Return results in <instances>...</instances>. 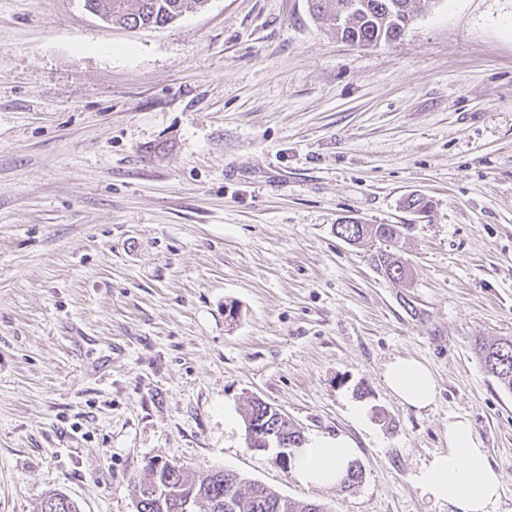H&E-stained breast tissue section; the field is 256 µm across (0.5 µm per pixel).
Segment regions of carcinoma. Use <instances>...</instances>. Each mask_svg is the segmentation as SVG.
Returning a JSON list of instances; mask_svg holds the SVG:
<instances>
[{
  "label": "carcinoma",
  "mask_w": 512,
  "mask_h": 512,
  "mask_svg": "<svg viewBox=\"0 0 512 512\" xmlns=\"http://www.w3.org/2000/svg\"><path fill=\"white\" fill-rule=\"evenodd\" d=\"M344 0H310V11L332 28L341 39L359 46L390 42L400 38L414 15L428 10L435 0H350L352 9L341 15L337 6ZM86 6L106 23L120 28L158 27L174 22L184 12L202 8L207 0H85ZM406 224H338L336 235L372 248L371 262L385 278L394 282L409 280L410 269L400 255V242ZM475 350L485 370L500 387L512 392V337L493 342L478 341ZM266 428L270 447H280L279 436L287 447L304 442L300 430L277 415L270 404L253 399L244 416L245 427L253 423ZM139 512H184L189 494L199 497L206 512H327L316 502L293 500L278 495L238 473L228 478L213 470L195 476L177 464L150 466L149 477L136 485ZM41 512H79L78 505L61 494L44 499Z\"/></svg>",
  "instance_id": "1"
}]
</instances>
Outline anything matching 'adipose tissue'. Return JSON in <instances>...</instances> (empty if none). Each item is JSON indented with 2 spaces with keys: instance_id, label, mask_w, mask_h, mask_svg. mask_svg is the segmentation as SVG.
I'll return each mask as SVG.
<instances>
[{
  "instance_id": "obj_1",
  "label": "adipose tissue",
  "mask_w": 512,
  "mask_h": 512,
  "mask_svg": "<svg viewBox=\"0 0 512 512\" xmlns=\"http://www.w3.org/2000/svg\"><path fill=\"white\" fill-rule=\"evenodd\" d=\"M389 389L416 410L436 399L437 382L420 360L398 357L385 370ZM448 448L434 454L416 481L430 499L448 504L452 512H500L501 474L488 462L482 441L471 422L462 417L448 422ZM356 444L348 437H316L293 449L289 469L301 484L332 487L341 484Z\"/></svg>"
}]
</instances>
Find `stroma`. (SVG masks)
<instances>
[{"instance_id":"1","label":"stroma","mask_w":512,"mask_h":512,"mask_svg":"<svg viewBox=\"0 0 512 512\" xmlns=\"http://www.w3.org/2000/svg\"><path fill=\"white\" fill-rule=\"evenodd\" d=\"M429 200L426 213L403 206ZM345 218L408 227L410 285ZM512 0H437L358 46L308 0H208L112 29L0 0V512H136L150 461L330 512H449L415 476L467 418L512 512ZM432 371L428 409L384 379ZM357 445L358 486L246 446L249 400ZM475 350L485 370L496 379L500 387L512 392V337L494 342L476 341ZM389 389L408 406L420 411L436 399L437 382L431 370L420 360L397 357L385 370Z\"/></svg>"}]
</instances>
